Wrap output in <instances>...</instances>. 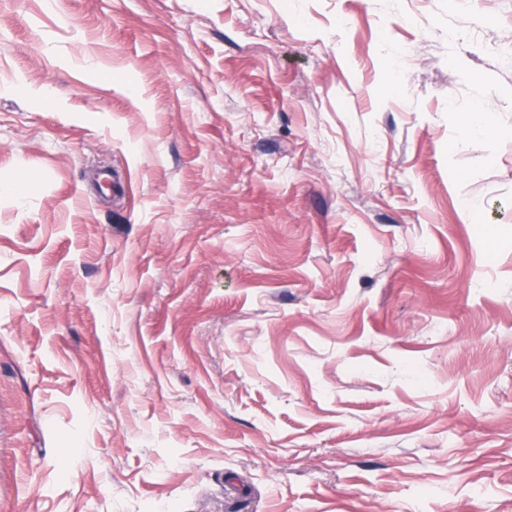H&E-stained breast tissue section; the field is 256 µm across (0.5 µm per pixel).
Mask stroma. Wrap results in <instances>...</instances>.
Wrapping results in <instances>:
<instances>
[{
  "label": "stroma",
  "mask_w": 512,
  "mask_h": 512,
  "mask_svg": "<svg viewBox=\"0 0 512 512\" xmlns=\"http://www.w3.org/2000/svg\"><path fill=\"white\" fill-rule=\"evenodd\" d=\"M0 512H512V0H0Z\"/></svg>",
  "instance_id": "1"
}]
</instances>
